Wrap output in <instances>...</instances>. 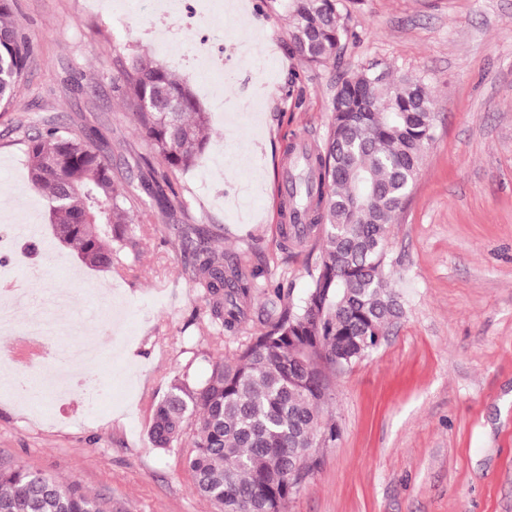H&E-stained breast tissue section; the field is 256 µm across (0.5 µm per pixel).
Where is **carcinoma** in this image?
<instances>
[{
  "label": "carcinoma",
  "mask_w": 512,
  "mask_h": 512,
  "mask_svg": "<svg viewBox=\"0 0 512 512\" xmlns=\"http://www.w3.org/2000/svg\"><path fill=\"white\" fill-rule=\"evenodd\" d=\"M361 0H286L291 50L318 66L348 37L345 18ZM11 0H0V106L13 103L31 49L9 22ZM150 151L170 175L194 168L208 142L209 116L192 88L147 55H134L112 78ZM324 147L289 164L288 218L282 239L320 246L304 299L271 302L268 329L228 359L209 360L197 380L185 371L155 404L149 438L156 448L186 443L196 493L216 512H285L317 465L318 449L336 441L325 419L333 379L375 349L403 314L391 287L386 226L410 194L434 113L423 79L389 78L368 68L336 87ZM31 182L46 199L56 237L82 261L110 269L120 255L141 260L131 211L135 196L114 175L106 150L85 126L48 117L27 136ZM170 175L141 181L158 206L172 207ZM182 275L208 302L215 334L234 327L251 299L256 273L224 262L203 224L174 225ZM300 470L291 474L295 461ZM0 512H107L102 499L24 466L0 467Z\"/></svg>",
  "instance_id": "carcinoma-1"
}]
</instances>
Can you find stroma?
Here are the masks:
<instances>
[{"instance_id": "1", "label": "stroma", "mask_w": 512, "mask_h": 512, "mask_svg": "<svg viewBox=\"0 0 512 512\" xmlns=\"http://www.w3.org/2000/svg\"><path fill=\"white\" fill-rule=\"evenodd\" d=\"M155 0H13L9 20L32 49L27 75L0 110V229L34 221L43 249L0 247L9 288L32 302L19 322L56 314L68 296L74 332L51 348L99 343V395L58 399L52 361L15 366L31 403L0 392V467L27 466L104 498L112 512H214L193 488L183 445L161 450L153 409L182 372L204 377L216 351L233 355L267 327L255 288L238 329L216 336L205 299L181 275L173 224H217L225 261L280 282L300 301L318 251L284 243L280 190L292 148L322 146L338 79L382 62L424 77L434 139L403 210L387 227L392 286L404 314L380 346L337 376L326 415L335 443L286 512H512V0H364L341 56L308 67L290 49L284 0H209L186 25ZM209 37L222 69L192 56ZM147 54L188 80L210 114L198 165L178 175L172 217L134 211L144 256L130 275L85 265L54 236L29 181L26 136L41 118L88 121L112 147L122 180L160 177L112 77Z\"/></svg>"}]
</instances>
